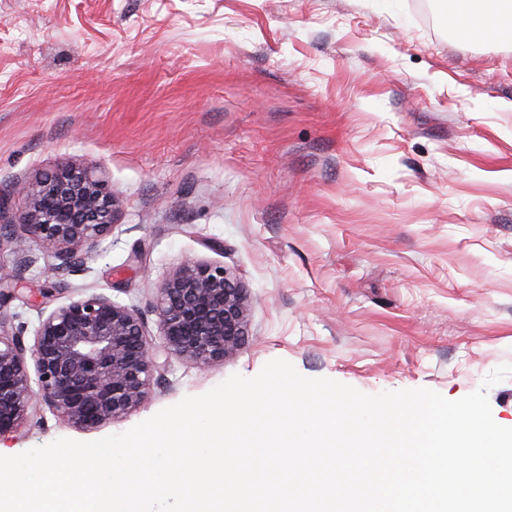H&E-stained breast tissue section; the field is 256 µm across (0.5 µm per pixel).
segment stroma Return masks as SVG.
Returning <instances> with one entry per match:
<instances>
[{"instance_id":"stroma-1","label":"stroma","mask_w":512,"mask_h":512,"mask_svg":"<svg viewBox=\"0 0 512 512\" xmlns=\"http://www.w3.org/2000/svg\"><path fill=\"white\" fill-rule=\"evenodd\" d=\"M0 0V211L64 163L122 200L75 272L0 255L10 329L104 295L141 313L187 258L246 286L225 363L160 357L148 397L94 428L47 406L14 456L126 432L274 359L367 394L457 400L512 366V37L436 0Z\"/></svg>"}]
</instances>
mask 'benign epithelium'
Here are the masks:
<instances>
[{
    "instance_id": "obj_1",
    "label": "benign epithelium",
    "mask_w": 512,
    "mask_h": 512,
    "mask_svg": "<svg viewBox=\"0 0 512 512\" xmlns=\"http://www.w3.org/2000/svg\"><path fill=\"white\" fill-rule=\"evenodd\" d=\"M13 194L20 205L8 221L0 218V249L12 247L27 265L38 255L50 259L54 273L91 255L121 208L103 176L69 164L16 183ZM152 309L159 347L148 340L138 311L103 295L55 309L40 321L30 346L7 329L0 312V435L14 431L37 403L77 427L95 428L148 396L159 353L222 363L247 336V289L221 265L182 261L156 288Z\"/></svg>"
}]
</instances>
